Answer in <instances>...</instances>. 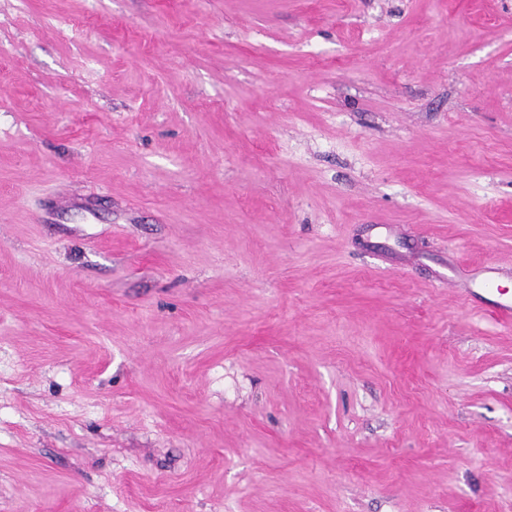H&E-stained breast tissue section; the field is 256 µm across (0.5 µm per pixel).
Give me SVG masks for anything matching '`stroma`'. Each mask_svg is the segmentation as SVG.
Wrapping results in <instances>:
<instances>
[{
	"mask_svg": "<svg viewBox=\"0 0 512 512\" xmlns=\"http://www.w3.org/2000/svg\"><path fill=\"white\" fill-rule=\"evenodd\" d=\"M512 0H0V512H512Z\"/></svg>",
	"mask_w": 512,
	"mask_h": 512,
	"instance_id": "obj_1",
	"label": "stroma"
}]
</instances>
